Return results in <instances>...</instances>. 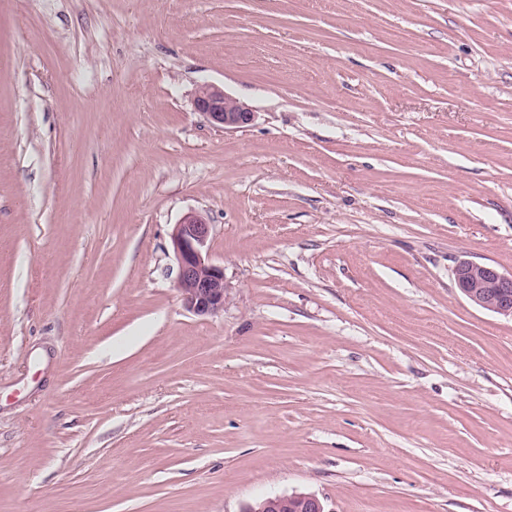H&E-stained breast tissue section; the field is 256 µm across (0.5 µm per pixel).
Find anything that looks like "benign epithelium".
Segmentation results:
<instances>
[{
	"instance_id": "obj_1",
	"label": "benign epithelium",
	"mask_w": 512,
	"mask_h": 512,
	"mask_svg": "<svg viewBox=\"0 0 512 512\" xmlns=\"http://www.w3.org/2000/svg\"><path fill=\"white\" fill-rule=\"evenodd\" d=\"M196 111L226 129L249 125L254 112L245 103L208 83L202 84L195 99ZM211 225L197 214H188L175 225L172 245L178 264L177 288L185 308L200 317L224 311L226 283L224 268L209 259ZM455 283L461 294L482 310L512 318V272L461 260L454 268ZM325 512L314 494L291 493L268 497L246 506L242 512Z\"/></svg>"
}]
</instances>
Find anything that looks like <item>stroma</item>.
Returning <instances> with one entry per match:
<instances>
[{
  "label": "stroma",
  "mask_w": 512,
  "mask_h": 512,
  "mask_svg": "<svg viewBox=\"0 0 512 512\" xmlns=\"http://www.w3.org/2000/svg\"><path fill=\"white\" fill-rule=\"evenodd\" d=\"M462 259L512 271V0H0V512H512ZM195 109L224 129H239L249 125L254 112L245 103L212 84H202L195 99ZM210 235L211 224L197 214L185 215L172 233L177 288L185 308L200 317L223 312L226 301L224 268L209 259ZM327 512L322 501L314 494L291 493L265 498L256 505L246 506L242 512Z\"/></svg>",
  "instance_id": "stroma-1"
}]
</instances>
